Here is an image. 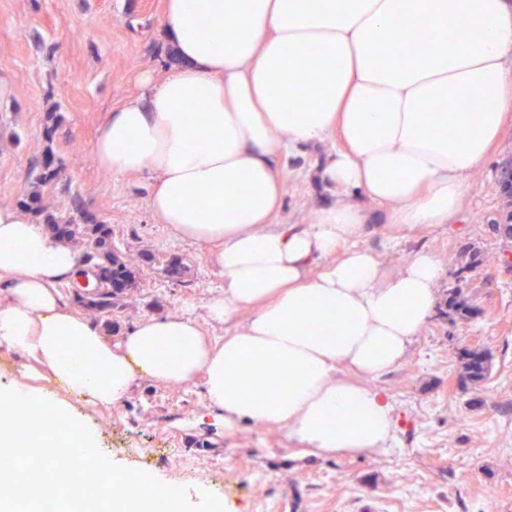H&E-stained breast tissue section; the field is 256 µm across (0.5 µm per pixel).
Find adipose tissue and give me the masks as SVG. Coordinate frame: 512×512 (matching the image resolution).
<instances>
[{"mask_svg": "<svg viewBox=\"0 0 512 512\" xmlns=\"http://www.w3.org/2000/svg\"><path fill=\"white\" fill-rule=\"evenodd\" d=\"M162 31L175 63L140 73L94 155L148 173L155 221L216 248L209 317H251L220 346L184 317L107 342L61 292L91 278L82 252L0 207V345L104 406L142 375L200 378L225 425L283 427L323 456L384 447L396 422L369 381L403 361L445 271L424 249L388 271L369 210L388 229L457 215L512 121V0H165ZM325 141L315 223L274 224L280 168Z\"/></svg>", "mask_w": 512, "mask_h": 512, "instance_id": "ef3b65f1", "label": "adipose tissue"}]
</instances>
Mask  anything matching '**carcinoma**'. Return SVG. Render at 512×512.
Returning <instances> with one entry per match:
<instances>
[{
  "label": "carcinoma",
  "instance_id": "carcinoma-1",
  "mask_svg": "<svg viewBox=\"0 0 512 512\" xmlns=\"http://www.w3.org/2000/svg\"><path fill=\"white\" fill-rule=\"evenodd\" d=\"M30 174L34 191L27 201L20 203L37 214H44V224L47 229L70 243H80L84 246V255L92 266L100 271V280L95 293L81 295L79 303L87 310L101 316L111 314L121 307L123 294L132 288L140 287V268L133 263L124 243L116 242L112 227L107 224H80L73 217L64 221L51 213L34 207L41 200V190L54 184L59 172L35 161L32 163ZM478 260H473L458 275L456 286L448 289L445 306L460 318H469L477 313V307L471 304V299L463 282L466 274L473 271ZM461 367L460 381L477 389L490 376L493 355L486 348H463L458 353Z\"/></svg>",
  "mask_w": 512,
  "mask_h": 512
}]
</instances>
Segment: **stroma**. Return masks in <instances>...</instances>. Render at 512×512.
<instances>
[{
    "label": "stroma",
    "mask_w": 512,
    "mask_h": 512,
    "mask_svg": "<svg viewBox=\"0 0 512 512\" xmlns=\"http://www.w3.org/2000/svg\"><path fill=\"white\" fill-rule=\"evenodd\" d=\"M164 0H0V207H17L31 190L30 162L51 157L59 179L42 204L65 219L83 211L111 225L131 254L151 252L141 286L116 314L113 336L143 318L188 317L215 345L234 328L212 321L206 306L224 291L214 250L175 238L148 209V176H114L92 151L105 112L136 90L143 69L163 75L175 57L163 38ZM512 161V121L487 163L476 168L450 223L401 230L392 246L370 237L382 264L398 271L413 248L430 251L445 270L446 294L472 257L482 263L469 282L478 317L450 321L446 308L415 338L402 364L372 386L393 405L395 438L361 456L307 452L285 429L247 422L228 428L201 381L168 385L149 377L130 396L102 406L70 394L21 354L0 347V383L65 401L121 465L223 496L228 512H512V268L502 262L512 239L504 223L500 172ZM279 224H311L323 190L305 158L287 162ZM177 258L180 280L162 273ZM479 345L494 355L480 389L461 385L458 349ZM179 455H171V448Z\"/></svg>",
    "instance_id": "35a3bbf8"
}]
</instances>
